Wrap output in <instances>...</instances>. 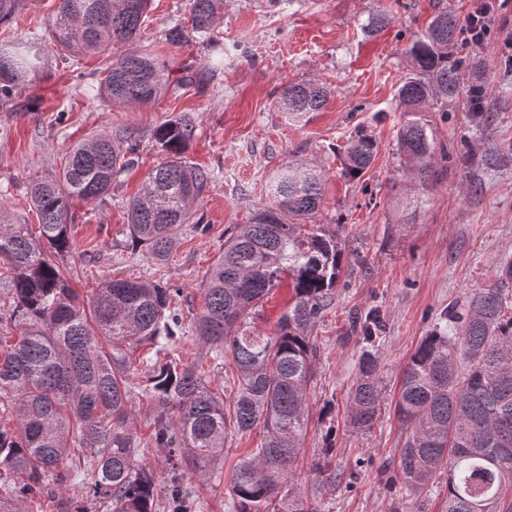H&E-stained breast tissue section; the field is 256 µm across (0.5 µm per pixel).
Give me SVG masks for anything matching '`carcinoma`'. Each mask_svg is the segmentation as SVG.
Wrapping results in <instances>:
<instances>
[{
	"label": "carcinoma",
	"instance_id": "1",
	"mask_svg": "<svg viewBox=\"0 0 512 512\" xmlns=\"http://www.w3.org/2000/svg\"><path fill=\"white\" fill-rule=\"evenodd\" d=\"M24 0H0V23L22 10ZM151 0H58L49 21L51 45L79 64L105 55L100 88L111 102L146 105L170 85L167 68L148 51L110 58L112 44L138 41ZM223 0H190L189 16L163 31L180 47L192 39L224 52L216 39ZM390 11L370 14L362 29L374 36L390 26ZM466 23L446 7L433 11L405 48L410 69L396 96L402 112L397 132L399 169L415 191L428 196L436 174L438 142L432 113L449 112L466 97L470 127L488 128V83L469 80L472 57ZM49 47L35 41L0 40V103L12 101L43 71ZM325 84L283 85L277 109L291 121L323 109ZM196 127L188 117L161 124L154 147L167 160L154 167L127 202L132 243L155 262L168 259L194 205L209 187L210 173L185 157ZM126 146L98 134L73 145L59 174L29 184L25 202L35 211L39 235L15 211L0 205V412L15 429L0 427V512H23L48 501L56 512H88L85 500L103 498L111 512H158L159 481L139 467L144 453L134 432L133 356L148 346L152 371L142 392L156 402L151 444L181 460L170 464L166 512H192L196 489L224 456L232 432L259 428L260 446L241 458L231 480L230 512H323L298 495L281 494L298 476L307 427L308 386L318 357L313 330L336 297L343 273L340 233L312 218L322 205L320 172L302 163L278 168L268 181V201L248 224H236L212 264L199 315L185 323L181 289L155 281L112 279L85 305L70 285L64 260L73 250V199L91 203L110 195L112 184L134 164L140 141ZM377 143L363 128L344 148L343 175H364ZM293 296L275 333L263 336L253 315L284 281ZM17 331L11 340L4 332ZM194 332L204 357L184 365L163 351ZM366 343L356 363L348 410L352 428L370 430L383 399L377 314L360 326ZM231 358L229 402L208 388L203 359ZM398 419L407 436L398 468L412 492L445 493L444 512H512V256L500 260L492 284L441 314L422 338L400 377ZM327 428L323 458L312 463L336 482L328 456L336 447ZM83 474L85 497L69 493Z\"/></svg>",
	"mask_w": 512,
	"mask_h": 512
}]
</instances>
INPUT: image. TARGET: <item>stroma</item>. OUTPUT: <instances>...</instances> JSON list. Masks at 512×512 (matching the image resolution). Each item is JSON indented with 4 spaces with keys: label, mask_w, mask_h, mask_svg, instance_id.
Returning <instances> with one entry per match:
<instances>
[{
    "label": "stroma",
    "mask_w": 512,
    "mask_h": 512,
    "mask_svg": "<svg viewBox=\"0 0 512 512\" xmlns=\"http://www.w3.org/2000/svg\"><path fill=\"white\" fill-rule=\"evenodd\" d=\"M444 2L467 18L481 0H295L285 9L267 0H224L216 33L223 61L212 63L191 45L171 46L164 28L187 16L188 0H152L139 44L153 47L160 61L189 63V80L178 92L153 104L103 103L100 58L78 67L51 57L48 66L8 104H0V202L19 206L27 184L57 173L70 145L94 134L140 140L139 158L112 187L103 204L73 201L77 247L68 259L73 288L90 298L110 278L140 277L180 289L185 317L202 306L201 290L224 247L225 232L250 223L266 202L272 173L291 160L321 170L324 195L316 217L342 227L344 270L336 301L318 323L316 376L309 389V422L303 466L293 492L334 512H440L443 499L406 490L396 468L404 441L395 411L398 378L440 314L489 286L497 265L512 256V155L493 168L463 163L466 148L483 153L512 143V90L501 92V62L512 52V0H497L487 44L473 48L478 71L493 88L492 122L484 139L465 146L469 118L465 102L433 116L436 136L450 159L428 199L415 208L394 189L400 173L396 132L400 111L396 88L408 71L406 40L427 24L434 4ZM56 0H26L21 14L0 24V36L45 37ZM386 8L390 28L365 37L369 13ZM314 78L330 89L327 108L291 124L275 100L282 84ZM189 116L196 136L187 159L214 175L194 206L168 261L155 264L132 247L124 205L149 169L164 156L153 133L167 120ZM378 144L359 179L342 173L343 147L356 127ZM379 310L385 331L379 348L384 408L373 429L353 430L345 422L360 345L354 317ZM336 425L332 464L354 473L352 483L323 485L310 465L320 455L328 423ZM253 430L228 437L224 458L201 486L200 512H227L231 474L238 458L260 445Z\"/></svg>",
    "instance_id": "1"
}]
</instances>
